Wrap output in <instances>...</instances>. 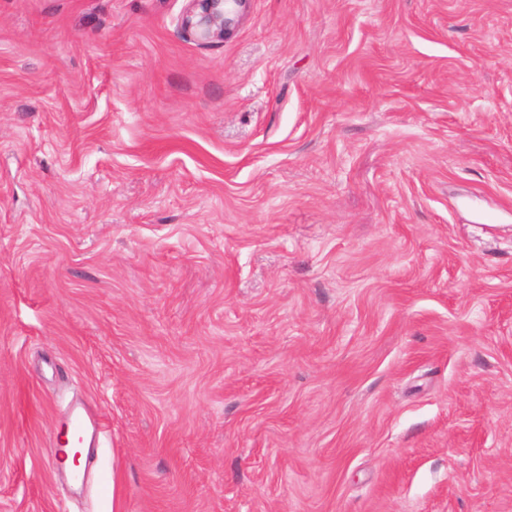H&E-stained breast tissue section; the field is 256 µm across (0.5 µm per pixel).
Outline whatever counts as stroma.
Here are the masks:
<instances>
[{"label":"stroma","instance_id":"1","mask_svg":"<svg viewBox=\"0 0 512 512\" xmlns=\"http://www.w3.org/2000/svg\"><path fill=\"white\" fill-rule=\"evenodd\" d=\"M184 7L0 0V512H512V0ZM181 18L184 33L209 45L231 36L247 12L250 0H186ZM104 427L102 420L84 407L73 408L69 412L68 428L80 443L88 440L89 448L99 446V438Z\"/></svg>","mask_w":512,"mask_h":512}]
</instances>
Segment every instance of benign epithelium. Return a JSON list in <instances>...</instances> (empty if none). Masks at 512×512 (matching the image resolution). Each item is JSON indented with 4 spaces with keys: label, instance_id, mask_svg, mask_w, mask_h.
Returning <instances> with one entry per match:
<instances>
[{
    "label": "benign epithelium",
    "instance_id": "7a95c632",
    "mask_svg": "<svg viewBox=\"0 0 512 512\" xmlns=\"http://www.w3.org/2000/svg\"><path fill=\"white\" fill-rule=\"evenodd\" d=\"M250 0H186L181 18L184 33L203 45L231 36Z\"/></svg>",
    "mask_w": 512,
    "mask_h": 512
}]
</instances>
